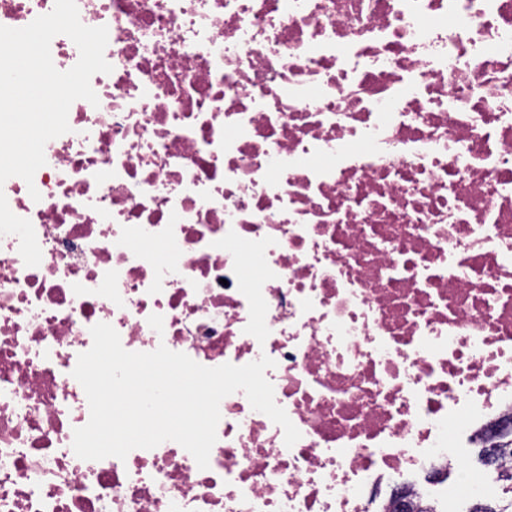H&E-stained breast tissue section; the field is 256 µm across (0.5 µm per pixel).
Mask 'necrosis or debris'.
I'll use <instances>...</instances> for the list:
<instances>
[{
	"label": "necrosis or debris",
	"mask_w": 512,
	"mask_h": 512,
	"mask_svg": "<svg viewBox=\"0 0 512 512\" xmlns=\"http://www.w3.org/2000/svg\"><path fill=\"white\" fill-rule=\"evenodd\" d=\"M111 73L0 235V512H391L512 412V0H76ZM40 200H33L30 189ZM206 367L268 356L284 433L220 403L177 442L78 458L90 329Z\"/></svg>",
	"instance_id": "1"
}]
</instances>
